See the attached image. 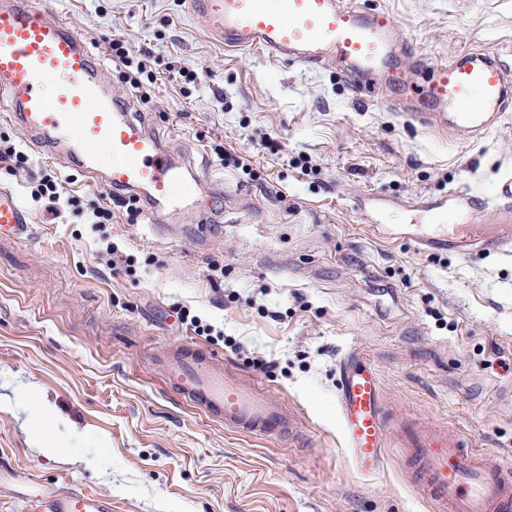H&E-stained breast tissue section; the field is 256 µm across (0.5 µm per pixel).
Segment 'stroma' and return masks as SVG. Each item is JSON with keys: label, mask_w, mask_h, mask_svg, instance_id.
Wrapping results in <instances>:
<instances>
[{"label": "stroma", "mask_w": 512, "mask_h": 512, "mask_svg": "<svg viewBox=\"0 0 512 512\" xmlns=\"http://www.w3.org/2000/svg\"><path fill=\"white\" fill-rule=\"evenodd\" d=\"M68 22L133 113H150L176 151L236 203L153 230L76 171L28 150L0 163V188L31 216L0 237V467L111 499L112 512H429L395 461L364 475L343 446L336 361L359 350L379 368L388 411L429 418L512 459V259L464 257L386 239L369 221L464 184L488 196L512 170V111L467 140L405 121L398 95H354L334 67L305 68L212 41L184 0H40ZM388 13L410 48L411 88L470 49L512 64V0H353ZM144 55L149 99L124 79L113 41ZM196 74L185 83L183 72ZM246 167L221 164L216 146ZM58 177L86 215L49 216L30 181ZM134 255L111 269L102 237ZM187 307L237 342L179 324ZM174 342L208 344L266 384L298 420L292 439L225 429L162 384Z\"/></svg>", "instance_id": "obj_1"}]
</instances>
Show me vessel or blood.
<instances>
[{"instance_id":"obj_1","label":"vessel or blood","mask_w":512,"mask_h":512,"mask_svg":"<svg viewBox=\"0 0 512 512\" xmlns=\"http://www.w3.org/2000/svg\"><path fill=\"white\" fill-rule=\"evenodd\" d=\"M226 48L258 49L308 67L340 65L353 91L394 73L405 49L392 19L345 0H187ZM0 89L7 118L38 151L78 168L110 192L143 200L148 221L162 224L196 190L191 158L174 164L147 117H134L104 82L103 68L65 21L49 19L37 0H0ZM408 120L478 138L512 108V72L500 57L470 50L433 69ZM409 210L427 221L408 233L417 246L451 252L512 255V178L493 199L467 189L448 200H416ZM497 221L485 223L487 211ZM31 219L11 191L0 189V234L27 237ZM166 388L225 428L254 438L296 432L287 405L262 383L225 368L209 349L172 343L164 350ZM336 409L345 447L356 466L380 468L388 435H396L400 468L416 478L432 512H512V461L475 448L433 420L388 414L377 366L356 350L337 364ZM49 512H112L110 500L82 491L43 492Z\"/></svg>"}]
</instances>
